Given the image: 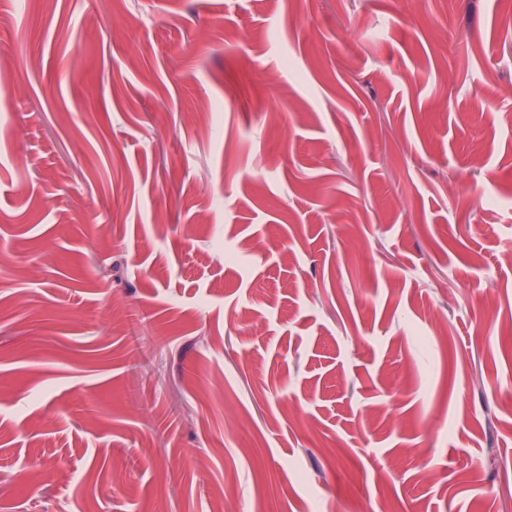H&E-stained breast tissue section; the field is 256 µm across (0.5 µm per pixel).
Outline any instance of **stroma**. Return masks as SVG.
Here are the masks:
<instances>
[{
    "instance_id": "stroma-1",
    "label": "stroma",
    "mask_w": 512,
    "mask_h": 512,
    "mask_svg": "<svg viewBox=\"0 0 512 512\" xmlns=\"http://www.w3.org/2000/svg\"><path fill=\"white\" fill-rule=\"evenodd\" d=\"M0 512H512V0H0Z\"/></svg>"
}]
</instances>
